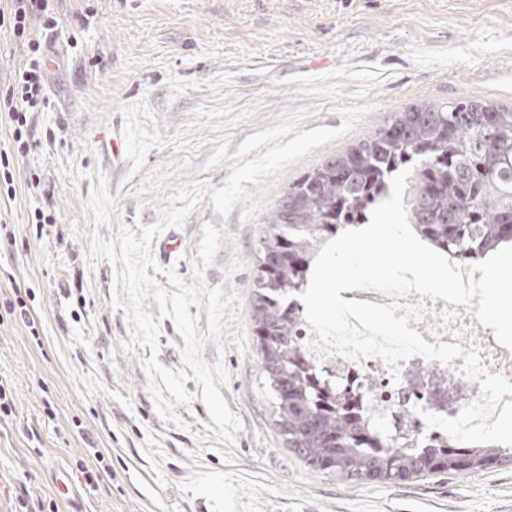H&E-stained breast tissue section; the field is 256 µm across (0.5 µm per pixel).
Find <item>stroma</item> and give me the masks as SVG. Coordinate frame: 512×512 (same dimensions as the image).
<instances>
[{"mask_svg": "<svg viewBox=\"0 0 512 512\" xmlns=\"http://www.w3.org/2000/svg\"><path fill=\"white\" fill-rule=\"evenodd\" d=\"M57 29L32 36L49 56V109L35 115L29 152L11 165L14 198L0 196V382L14 412L0 418V512L12 496L44 512H512V461L468 475L405 482H345L306 467L286 447L254 347L206 344L229 373L220 392L242 424L233 444L205 430L202 388L177 406L182 425L156 409L143 361L179 369L184 340L161 318L160 348H129L113 308L115 270L88 265L86 209L104 175L117 225L158 221L173 188L222 187L229 163L209 165L212 138L237 151L249 135L301 114V127H339L341 106L370 112L313 150L265 191L363 140L388 114L459 98L512 108V0H53ZM218 215L202 199L181 228L152 242L161 267L193 284L206 224L224 236L205 283L240 298L250 332L257 244L266 212ZM48 220L39 224L36 212ZM22 298L37 328L6 312ZM101 470L96 489L53 475Z\"/></svg>", "mask_w": 512, "mask_h": 512, "instance_id": "35a3bbf8", "label": "stroma"}]
</instances>
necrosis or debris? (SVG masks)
I'll return each mask as SVG.
<instances>
[{"label": "necrosis or debris", "mask_w": 512, "mask_h": 512, "mask_svg": "<svg viewBox=\"0 0 512 512\" xmlns=\"http://www.w3.org/2000/svg\"><path fill=\"white\" fill-rule=\"evenodd\" d=\"M406 304L421 305L424 313L411 327L431 344H460L475 351L486 372L512 380V349L502 345L493 330L480 324L473 311L444 300L420 298L410 293ZM328 389L358 390L363 408L375 421L390 424L399 431L407 448H453L456 440L443 430L428 426L424 419L437 393L455 392L453 401L445 403L439 416L457 417L468 405L482 397L477 380L465 376L463 358L444 364L414 356L401 362L398 373H391L379 358L352 360L338 355L316 358Z\"/></svg>", "instance_id": "necrosis-or-debris-1"}]
</instances>
